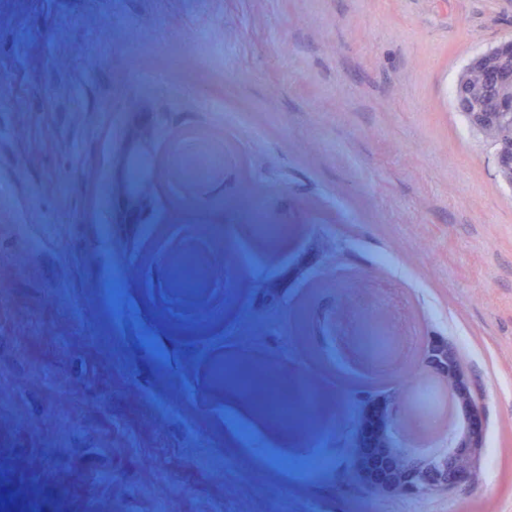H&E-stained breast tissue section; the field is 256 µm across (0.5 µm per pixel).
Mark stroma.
<instances>
[{"label":"stroma","mask_w":512,"mask_h":512,"mask_svg":"<svg viewBox=\"0 0 512 512\" xmlns=\"http://www.w3.org/2000/svg\"><path fill=\"white\" fill-rule=\"evenodd\" d=\"M509 36L512 0H0V222L38 225L40 244L0 266V448L40 473L1 465L0 512H512V186L454 94ZM188 141L221 163L175 187ZM135 150L154 169L125 207L203 211L255 187L294 226L276 253L243 221L223 239L256 275L211 300L265 335L260 356L302 369L281 315L305 303L379 306L398 335L447 341L487 394L478 481L418 504L368 493L344 463L353 391L285 442L210 394L157 289L114 309L99 274L165 239L94 203ZM104 324L108 369L90 343ZM319 452L334 466L297 476Z\"/></svg>","instance_id":"35a3bbf8"}]
</instances>
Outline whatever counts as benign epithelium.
Returning a JSON list of instances; mask_svg holds the SVG:
<instances>
[{"label": "benign epithelium", "instance_id": "1", "mask_svg": "<svg viewBox=\"0 0 512 512\" xmlns=\"http://www.w3.org/2000/svg\"><path fill=\"white\" fill-rule=\"evenodd\" d=\"M456 88L463 97L471 126L483 137L499 132L512 122V37L478 54L465 66ZM498 174L512 186V134L494 144ZM387 348L379 353L356 333L342 335L339 315L323 320L319 346L340 358L355 356L369 362H385L401 353L400 338L390 334L385 322ZM399 404L384 426L369 424L353 435L345 454L359 483L369 493L396 492L420 501L436 492H449L478 478V462L484 440L478 423L486 409V396L470 385L465 371L448 344L433 340L423 362L413 373L397 381ZM451 406L468 416V423H450L445 443L432 437L418 446L411 433L431 432L443 421L442 409Z\"/></svg>", "mask_w": 512, "mask_h": 512}]
</instances>
